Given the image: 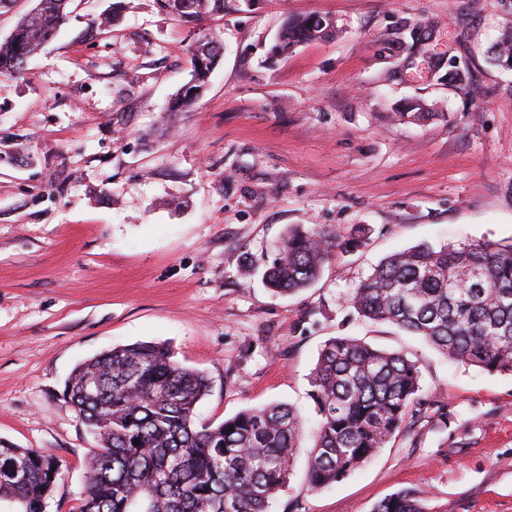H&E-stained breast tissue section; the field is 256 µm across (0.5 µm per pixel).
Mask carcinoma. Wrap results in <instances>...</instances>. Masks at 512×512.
<instances>
[{
	"mask_svg": "<svg viewBox=\"0 0 512 512\" xmlns=\"http://www.w3.org/2000/svg\"><path fill=\"white\" fill-rule=\"evenodd\" d=\"M73 0H39L0 41V77L22 73L27 59L70 16ZM173 17L197 24L241 10L248 0H178ZM335 33L323 17L287 18L271 47L283 57ZM191 80L168 111H187L223 57L207 34L188 49ZM437 116L422 101L406 103L402 119ZM339 246L323 228L287 231L265 271L268 288L292 294L309 287ZM358 316L389 323L450 360L512 375V240L421 244L385 257L348 299ZM316 424L307 462L311 491L364 467L424 414L421 375L406 354L350 336L327 339L310 375ZM209 379L180 364L164 345L139 342L79 363L63 395L96 438L79 512H270L293 475L306 420L282 403L246 408L224 422L196 427L197 404ZM26 466L23 481L6 470ZM60 474L57 457L0 442V502L44 512ZM374 512H430L419 493L399 490Z\"/></svg>",
	"mask_w": 512,
	"mask_h": 512,
	"instance_id": "1",
	"label": "carcinoma"
}]
</instances>
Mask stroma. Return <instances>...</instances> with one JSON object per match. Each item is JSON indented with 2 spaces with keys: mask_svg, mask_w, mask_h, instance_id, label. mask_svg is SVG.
Segmentation results:
<instances>
[{
  "mask_svg": "<svg viewBox=\"0 0 512 512\" xmlns=\"http://www.w3.org/2000/svg\"><path fill=\"white\" fill-rule=\"evenodd\" d=\"M116 3L119 25L99 28ZM72 8L22 75L0 77V440L60 459L45 512H78L95 446L63 396L78 363L160 343L210 381L197 423L277 402L311 419L310 373L337 335L415 360L448 430L421 418L317 492L304 440L271 512H372L401 489L432 512H512V375L346 303L400 250L512 240V69L489 54L512 0H262L198 25L155 0ZM308 14L334 35L270 57L285 18ZM202 32L223 60L168 114ZM412 100L434 119H401ZM313 226L368 240L299 294L273 293L266 262L288 228Z\"/></svg>",
  "mask_w": 512,
  "mask_h": 512,
  "instance_id": "35a3bbf8",
  "label": "stroma"
}]
</instances>
